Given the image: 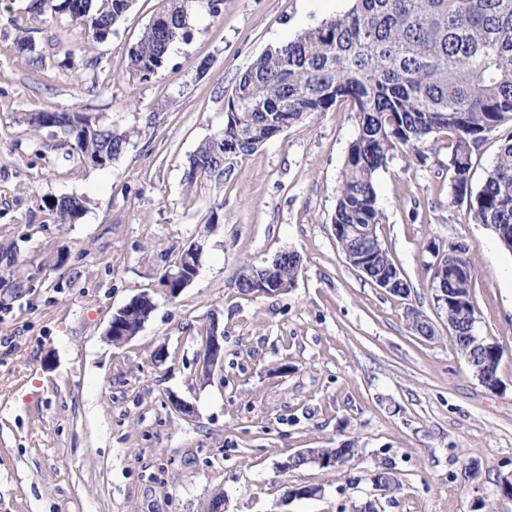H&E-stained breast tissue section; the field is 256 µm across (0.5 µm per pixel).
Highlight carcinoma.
I'll list each match as a JSON object with an SVG mask.
<instances>
[{
  "instance_id": "1",
  "label": "carcinoma",
  "mask_w": 512,
  "mask_h": 512,
  "mask_svg": "<svg viewBox=\"0 0 512 512\" xmlns=\"http://www.w3.org/2000/svg\"><path fill=\"white\" fill-rule=\"evenodd\" d=\"M53 12L67 14L88 36L103 41L106 31L129 9L131 0H42ZM352 6L258 56L239 76L224 113V127L199 143L188 160L185 179H222L229 175L218 159L247 156L309 115L353 103L359 133L351 143L337 189L335 224H380L375 178L399 149L413 151L428 138L445 134L453 172L450 200L467 203L478 224L494 229L512 252V135L478 192L471 187L472 154L496 128L512 122V0H351ZM196 0H162L163 23H149L130 48L129 72L142 80L156 75L171 46L190 36ZM52 125L75 120L83 133L68 138L80 158L102 154L116 159L127 151L126 131L102 128L77 112H44ZM47 208L59 224L84 213L85 199L52 198ZM385 247L371 257L365 276L394 278L392 294L406 296L409 283L395 276ZM269 289L296 274L293 264L261 266ZM448 318L457 323L454 345L480 370L481 383L498 387L500 346L471 338L475 307L473 270L468 258L448 268L443 284ZM150 309L119 311L114 319L129 331L139 329ZM312 452L346 464L354 443ZM373 480L387 493L399 490L391 467L381 462Z\"/></svg>"
}]
</instances>
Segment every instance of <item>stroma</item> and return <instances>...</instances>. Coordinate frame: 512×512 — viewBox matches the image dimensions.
Returning a JSON list of instances; mask_svg holds the SVG:
<instances>
[{
    "mask_svg": "<svg viewBox=\"0 0 512 512\" xmlns=\"http://www.w3.org/2000/svg\"><path fill=\"white\" fill-rule=\"evenodd\" d=\"M30 4L0 0V512H209L218 496L224 512H354L371 500L379 512H512L499 489L512 479V252L450 204L445 140L395 153L376 177L378 233L410 285L404 298L336 243V191L359 132L349 103L232 159L224 181L185 180L238 75L350 0H224L218 17L197 0L190 40L143 82L128 52L159 0H133L103 42ZM22 37L31 50L19 51ZM43 111L129 131L131 145L88 165L56 129L29 126ZM67 195L87 209L60 224L45 201ZM192 244L198 275L168 297L159 277ZM460 248L475 333L503 350L494 390L456 350L431 287L439 256ZM284 250L302 259L294 288L238 291L246 265ZM145 292L149 320L112 343L113 315ZM411 308L433 337L410 328ZM213 315L224 364L206 379ZM349 441L358 453L345 466H285ZM380 462L398 492L375 490ZM290 486L319 493L288 501Z\"/></svg>",
    "mask_w": 512,
    "mask_h": 512,
    "instance_id": "35a3bbf8",
    "label": "stroma"
}]
</instances>
